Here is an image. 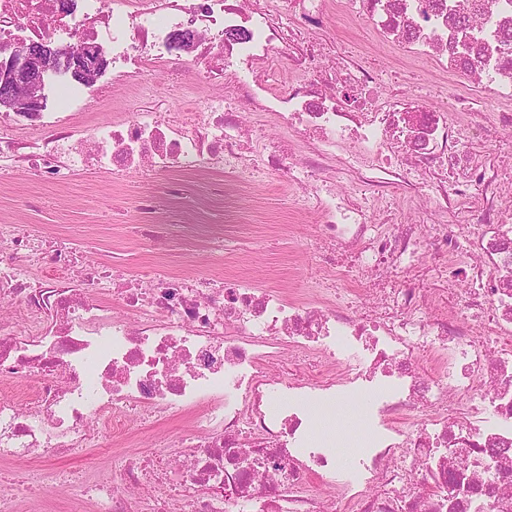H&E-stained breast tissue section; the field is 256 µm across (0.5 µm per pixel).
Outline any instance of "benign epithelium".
Returning a JSON list of instances; mask_svg holds the SVG:
<instances>
[{"label": "benign epithelium", "mask_w": 512, "mask_h": 512, "mask_svg": "<svg viewBox=\"0 0 512 512\" xmlns=\"http://www.w3.org/2000/svg\"><path fill=\"white\" fill-rule=\"evenodd\" d=\"M62 66L95 81L104 72L106 60L95 45L83 44L73 52L46 41H22L13 57L0 65V100L14 112L41 111L40 88L44 77Z\"/></svg>", "instance_id": "7a95c632"}]
</instances>
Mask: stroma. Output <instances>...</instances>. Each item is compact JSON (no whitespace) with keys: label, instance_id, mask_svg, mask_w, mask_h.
Returning a JSON list of instances; mask_svg holds the SVG:
<instances>
[{"label":"stroma","instance_id":"35a3bbf8","mask_svg":"<svg viewBox=\"0 0 512 512\" xmlns=\"http://www.w3.org/2000/svg\"><path fill=\"white\" fill-rule=\"evenodd\" d=\"M322 38L370 56L382 75V88L423 95L426 103L444 108L447 93L461 94L464 84L446 80L431 67H416L398 50L377 41L362 24L330 11ZM157 183L128 188L110 178L90 174L66 186L37 181L16 171L0 186V224H25L46 234H65L86 248L89 261L111 247L112 261L128 272L149 267L187 275L218 274L250 278L260 285L314 292L320 268L313 246L314 215L289 190H272L251 181L238 186L214 180L202 195L167 202L157 211L158 221L147 226L136 220L139 199L158 197ZM182 421L156 430L139 426L124 454L110 458L83 448L60 459L65 468L108 467L119 489H129L125 455L161 451L175 437Z\"/></svg>","mask_w":512,"mask_h":512}]
</instances>
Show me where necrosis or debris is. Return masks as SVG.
I'll use <instances>...</instances> for the list:
<instances>
[{
  "mask_svg": "<svg viewBox=\"0 0 512 512\" xmlns=\"http://www.w3.org/2000/svg\"><path fill=\"white\" fill-rule=\"evenodd\" d=\"M336 0L412 62L463 79L496 103L512 127V0ZM325 0H0V63L21 41L98 45L111 84L44 81L41 111L0 114V184L25 161L37 179L65 184L90 173L114 183L176 177L189 196L201 178L234 175L288 184L319 216L318 236L340 245L367 276L392 275L350 314L335 290L310 296L230 277L135 273L117 283L109 262L76 267L62 238L0 226V380L36 388L26 409L0 394V512L36 497L32 471L55 478L58 455L128 436L131 413L157 424L190 417L163 455L130 456L125 472L148 491L150 512H512V182L475 158L496 142L477 113L459 136L451 113L416 96L382 100L365 59L310 41ZM193 36L182 60L176 36ZM304 59L318 79L274 91L281 54ZM187 64L192 83L218 94L190 98L194 118L138 108L76 124V113L140 94L160 69ZM270 116L310 155L229 117L228 100ZM32 127L44 149L18 158L9 132ZM353 180L377 196L397 189L428 224L373 219L337 195ZM484 219L472 225L470 212ZM468 283L466 293L420 287L424 270ZM111 290V303L98 292ZM294 355L332 375L274 381ZM368 391L349 460L318 433L317 413ZM95 512H139L112 475H80ZM326 490L314 500L313 486Z\"/></svg>",
  "mask_w": 512,
  "mask_h": 512,
  "instance_id": "4bbe7bcc",
  "label": "necrosis or debris"
}]
</instances>
